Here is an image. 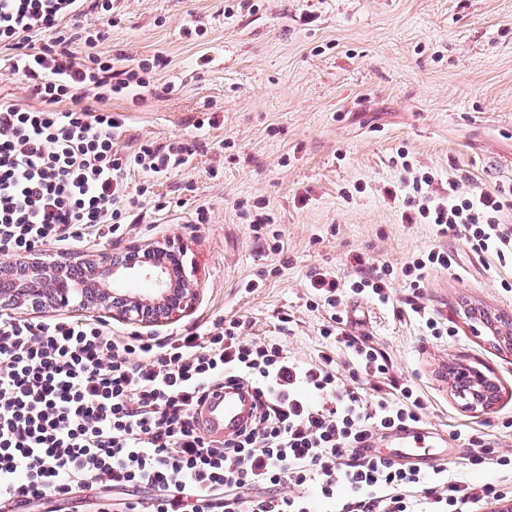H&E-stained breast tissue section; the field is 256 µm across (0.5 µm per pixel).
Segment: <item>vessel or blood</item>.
Here are the masks:
<instances>
[{
  "mask_svg": "<svg viewBox=\"0 0 512 512\" xmlns=\"http://www.w3.org/2000/svg\"><path fill=\"white\" fill-rule=\"evenodd\" d=\"M254 392L240 385H229L209 397L198 416L202 432L213 440L237 436L251 420ZM395 445L399 448H435L439 442L434 433L414 426L394 430Z\"/></svg>",
  "mask_w": 512,
  "mask_h": 512,
  "instance_id": "1",
  "label": "vessel or blood"
}]
</instances>
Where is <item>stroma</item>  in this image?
<instances>
[{
    "instance_id": "1",
    "label": "stroma",
    "mask_w": 512,
    "mask_h": 512,
    "mask_svg": "<svg viewBox=\"0 0 512 512\" xmlns=\"http://www.w3.org/2000/svg\"><path fill=\"white\" fill-rule=\"evenodd\" d=\"M120 21L103 48L135 58L163 54L146 100L127 113L140 140H193L194 160L155 182L163 211L140 203L122 233L90 241L91 254L180 237L201 299L155 336L175 334L221 315L246 322L244 336L276 334L298 359L321 350L324 309L306 305L307 279L327 269L345 277L354 257L393 267L391 302H357L356 334L391 360L399 385L427 405L426 428L447 440L450 474L493 483L512 501V268L475 256L448 239L457 265L431 274L423 302L451 335L434 338L412 316L402 274L437 242L428 224L403 222L401 197H388L402 161L434 176L447 195L512 188V0H114ZM194 23L198 35L182 29ZM175 93H164L166 84ZM213 127L197 128L204 113ZM262 205L276 219L281 252L256 238L244 210ZM269 271L255 293L240 283ZM293 318L279 333L277 315ZM473 366L499 388L485 411L465 407L454 368ZM492 461L469 466L470 449Z\"/></svg>"
}]
</instances>
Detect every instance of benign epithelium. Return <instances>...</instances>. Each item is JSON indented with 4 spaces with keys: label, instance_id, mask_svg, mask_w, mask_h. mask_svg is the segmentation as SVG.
Wrapping results in <instances>:
<instances>
[{
    "label": "benign epithelium",
    "instance_id": "benign-epithelium-1",
    "mask_svg": "<svg viewBox=\"0 0 512 512\" xmlns=\"http://www.w3.org/2000/svg\"><path fill=\"white\" fill-rule=\"evenodd\" d=\"M128 253L137 257L144 254L149 262L119 265L105 251L61 258L44 255L31 262L26 278L15 287L0 290V310L80 306L130 325L156 327L194 307L199 288L175 238L146 245L133 243ZM133 278L149 281L151 288L145 292L127 288L126 283ZM457 380L467 408L483 409L492 403L496 386L482 371L461 368Z\"/></svg>",
    "mask_w": 512,
    "mask_h": 512
}]
</instances>
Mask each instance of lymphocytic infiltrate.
Instances as JSON below:
<instances>
[{
	"instance_id": "1",
	"label": "lymphocytic infiltrate",
	"mask_w": 512,
	"mask_h": 512,
	"mask_svg": "<svg viewBox=\"0 0 512 512\" xmlns=\"http://www.w3.org/2000/svg\"><path fill=\"white\" fill-rule=\"evenodd\" d=\"M86 0H0V67L28 101L0 102V255L29 257L50 245L116 234L148 179L187 165L196 143L138 141L119 147L128 118L115 99L136 100L161 55L135 59L100 46L112 0H93L102 25L82 26ZM145 180L132 184L129 175ZM403 219L459 237L478 255L512 267V191L435 197L426 174L407 171ZM453 253L433 246L405 265L410 309L428 335H447L420 301L428 276ZM391 266L356 262L354 275L313 271L310 308H324L328 341L310 361L278 339L243 337L238 318H214L173 336L114 335L103 321L0 314V512L33 500L47 512L90 487L118 497L121 512H470L501 499L495 485L450 478L362 451L381 431L423 421L408 385L382 390L392 364L347 331V298L390 301ZM342 341L355 369L342 378L331 347ZM376 386H369V379ZM244 384L254 416L236 438L198 428L211 390ZM149 490L139 498L138 490Z\"/></svg>"
}]
</instances>
